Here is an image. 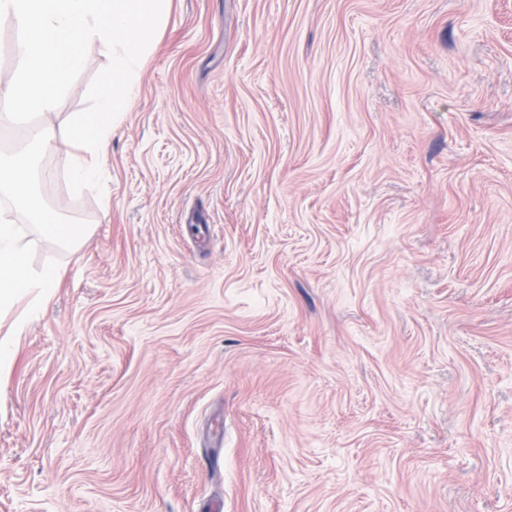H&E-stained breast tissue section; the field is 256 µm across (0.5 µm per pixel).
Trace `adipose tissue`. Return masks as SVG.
<instances>
[{
    "instance_id": "adipose-tissue-1",
    "label": "adipose tissue",
    "mask_w": 512,
    "mask_h": 512,
    "mask_svg": "<svg viewBox=\"0 0 512 512\" xmlns=\"http://www.w3.org/2000/svg\"><path fill=\"white\" fill-rule=\"evenodd\" d=\"M32 190L31 171L25 156L0 159V192L11 197L42 235L65 245L78 242L84 234L83 225L59 223L54 211L33 207ZM23 239L20 225L0 223V316L9 313L24 298L29 299L31 309H38L59 280L58 271H37L30 267Z\"/></svg>"
}]
</instances>
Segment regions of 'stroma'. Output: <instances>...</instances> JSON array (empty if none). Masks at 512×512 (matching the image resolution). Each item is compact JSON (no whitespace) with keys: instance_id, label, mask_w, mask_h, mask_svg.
Instances as JSON below:
<instances>
[{"instance_id":"stroma-1","label":"stroma","mask_w":512,"mask_h":512,"mask_svg":"<svg viewBox=\"0 0 512 512\" xmlns=\"http://www.w3.org/2000/svg\"><path fill=\"white\" fill-rule=\"evenodd\" d=\"M33 269L0 512H512V0H171Z\"/></svg>"}]
</instances>
